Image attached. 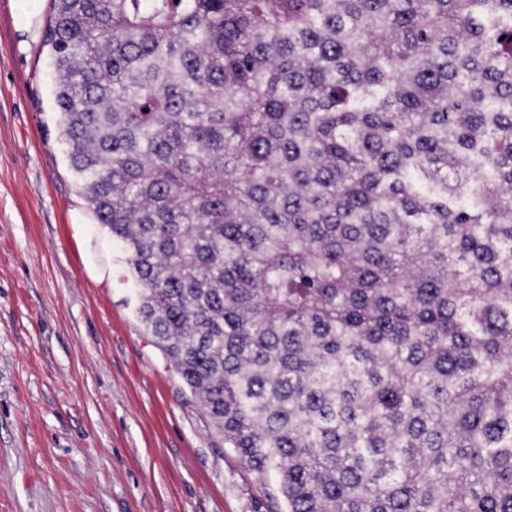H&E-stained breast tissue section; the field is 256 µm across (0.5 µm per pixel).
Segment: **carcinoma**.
<instances>
[{"label": "carcinoma", "mask_w": 512, "mask_h": 512, "mask_svg": "<svg viewBox=\"0 0 512 512\" xmlns=\"http://www.w3.org/2000/svg\"><path fill=\"white\" fill-rule=\"evenodd\" d=\"M79 188L284 512H512V0H51Z\"/></svg>", "instance_id": "carcinoma-1"}]
</instances>
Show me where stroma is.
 <instances>
[{"label":"stroma","mask_w":512,"mask_h":512,"mask_svg":"<svg viewBox=\"0 0 512 512\" xmlns=\"http://www.w3.org/2000/svg\"><path fill=\"white\" fill-rule=\"evenodd\" d=\"M0 0V512H277L138 318L61 144L45 33Z\"/></svg>","instance_id":"35a3bbf8"}]
</instances>
